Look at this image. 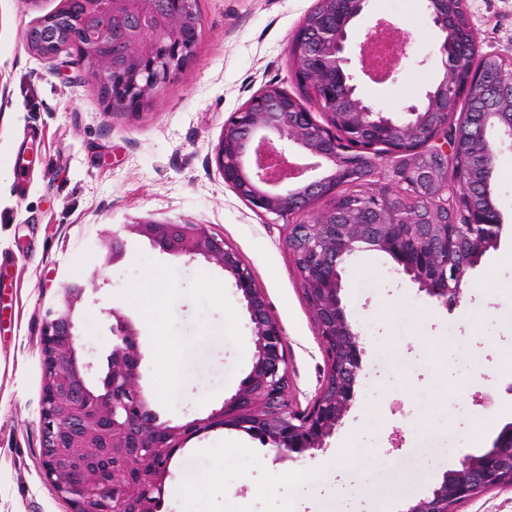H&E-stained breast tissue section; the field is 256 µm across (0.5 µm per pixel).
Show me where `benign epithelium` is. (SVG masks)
Here are the masks:
<instances>
[{
  "mask_svg": "<svg viewBox=\"0 0 512 512\" xmlns=\"http://www.w3.org/2000/svg\"><path fill=\"white\" fill-rule=\"evenodd\" d=\"M367 0H317L309 21L288 47L295 81L309 89L323 110L314 118L302 98L268 85L224 123L215 148L224 183L253 209L286 220L285 245L301 262L298 274L324 360L323 379L309 407L290 398L289 350L284 329L252 269L223 237L205 224L138 219L101 234L108 264L126 257L125 234L142 237L163 254L198 258L228 273L241 295L254 333L249 374L220 409L184 424L158 421L141 391L139 330L120 310L109 311L110 370L92 378L75 329L76 309L87 285L62 288L58 306L47 311L42 337L45 370L41 395V461L44 479L71 512H157L169 464L191 436L231 426L261 439L280 461L312 458L341 426L363 372L360 335L342 302V272L357 251L388 254L439 309L461 305L470 272L497 247L502 217L471 207L475 191L494 193L496 160L512 151V72L471 70L448 83L460 53L478 51L474 33L461 45L448 36L447 0H426L442 34L443 71L424 97L394 116L357 94L348 30ZM70 34L60 13L41 17L27 33L29 47L47 57ZM79 65L97 83L114 112L134 114L158 102L194 60L201 37L194 0H97L84 22ZM410 34L377 24L360 44L358 63L370 79H396ZM481 103L475 111H448V91ZM477 132L484 142L483 180L473 182L448 127ZM453 180H440L441 171ZM388 177L395 186L355 204L339 188ZM410 196L403 210L396 199ZM448 209L464 216L460 234L425 224V210ZM512 487V421L490 447L465 454L426 495L401 512H454L460 502Z\"/></svg>",
  "mask_w": 512,
  "mask_h": 512,
  "instance_id": "benign-epithelium-1",
  "label": "benign epithelium"
}]
</instances>
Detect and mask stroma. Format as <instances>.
Segmentation results:
<instances>
[{
	"label": "stroma",
	"instance_id": "1",
	"mask_svg": "<svg viewBox=\"0 0 512 512\" xmlns=\"http://www.w3.org/2000/svg\"><path fill=\"white\" fill-rule=\"evenodd\" d=\"M317 0H198L202 37L193 63L140 113L111 112L73 51L46 59L26 40L65 0H0V512H69L42 478V330L60 289L94 279L78 311L84 343L105 370L109 309L140 329V386L160 419L206 417L235 393L254 352L232 278L175 260L132 235L121 264H105L98 234L136 218L208 225L254 274L289 347L291 396L307 406L324 361L284 222L263 216L219 173L224 122L277 84L294 95L288 47ZM480 52L512 58V0H466ZM391 23L412 44L396 81L358 79L362 98L402 114L441 72L440 38L422 0H370L351 44ZM497 249L473 270L454 312L432 307L385 253L359 251L341 297L359 332L364 375L341 426L302 463L277 462L258 438L215 427L172 461L159 512H401L459 456L488 447L512 421V153L499 156ZM157 276L164 292L153 329L131 290ZM492 396L491 405L477 396ZM310 470L299 480L298 468ZM369 485L354 493L356 482Z\"/></svg>",
	"mask_w": 512,
	"mask_h": 512
}]
</instances>
